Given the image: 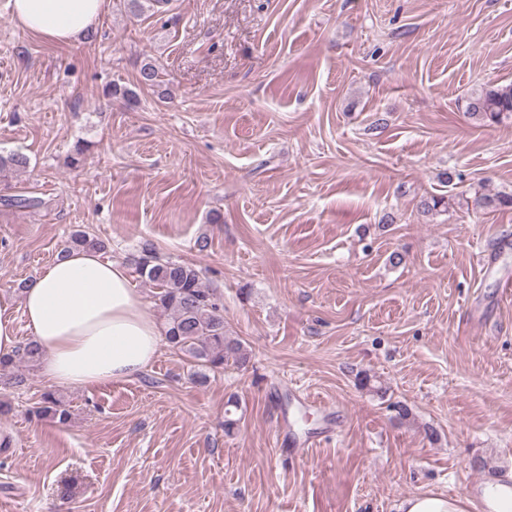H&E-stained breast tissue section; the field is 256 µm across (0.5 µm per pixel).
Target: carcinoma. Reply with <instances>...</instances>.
Wrapping results in <instances>:
<instances>
[{"instance_id": "cac0c4a2", "label": "carcinoma", "mask_w": 512, "mask_h": 512, "mask_svg": "<svg viewBox=\"0 0 512 512\" xmlns=\"http://www.w3.org/2000/svg\"><path fill=\"white\" fill-rule=\"evenodd\" d=\"M140 84L160 86L155 65L146 63L140 68ZM466 112L473 118L493 123L512 117V84H489L475 90L467 99ZM471 203L476 208H512V194L478 193ZM71 244L88 250L104 249L98 238L85 231L75 233ZM135 272L158 289L157 304L167 313L165 339L186 361L201 370L212 371L223 369L229 362L238 365L247 362L248 353L242 343L225 334L220 297L203 284L194 265L164 260L150 250L136 261ZM39 358L38 346L30 341L19 349L15 358L0 359V367L18 363L29 368ZM44 402L46 405L35 408V414L50 413L61 423L68 419V411L59 400L48 394Z\"/></svg>"}]
</instances>
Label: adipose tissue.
Instances as JSON below:
<instances>
[{
    "mask_svg": "<svg viewBox=\"0 0 512 512\" xmlns=\"http://www.w3.org/2000/svg\"><path fill=\"white\" fill-rule=\"evenodd\" d=\"M19 25L52 43L85 36L105 0H11ZM23 316L41 350L44 377L55 385L90 388L132 379L155 359L159 325L120 262L74 250L45 265L23 292ZM402 512H512V470L465 497L415 494Z\"/></svg>",
    "mask_w": 512,
    "mask_h": 512,
    "instance_id": "1",
    "label": "adipose tissue"
}]
</instances>
